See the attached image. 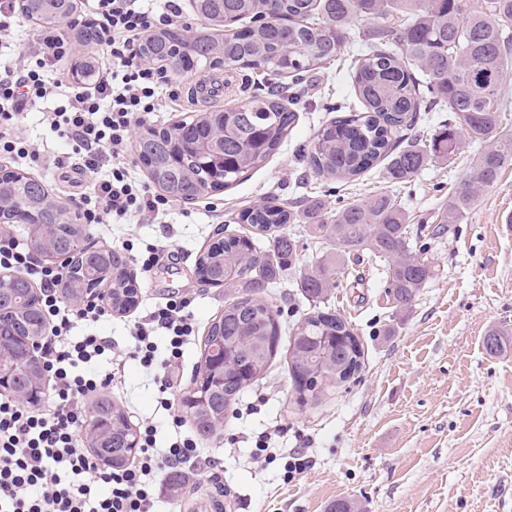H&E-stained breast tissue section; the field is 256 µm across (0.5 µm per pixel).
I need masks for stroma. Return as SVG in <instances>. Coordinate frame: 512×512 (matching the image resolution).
<instances>
[{
    "label": "stroma",
    "mask_w": 512,
    "mask_h": 512,
    "mask_svg": "<svg viewBox=\"0 0 512 512\" xmlns=\"http://www.w3.org/2000/svg\"><path fill=\"white\" fill-rule=\"evenodd\" d=\"M244 80V73L224 70L173 76L178 98L162 99L156 126L233 105ZM202 83L223 92L190 99L191 88ZM303 100L281 149L243 181L204 201H176L169 220L180 265L151 274L131 265L136 306L108 313L94 332L124 343L134 322L175 293L192 296L191 311L199 330H206L229 294L201 285L195 261L217 231L243 232L236 217L245 209L271 198L297 210L314 201L336 209L393 193L414 223L431 224L474 156L461 143L448 163L427 166L399 189L381 163L349 183L319 178L302 150L328 119L329 106L355 103L348 67L334 62L320 69L306 83ZM286 230L298 240V260L270 285L267 298L290 322L310 308L298 287L300 273L322 246L301 225ZM162 232L158 220L138 218L91 228L90 242L97 248L111 246L117 236L154 242ZM424 254L435 275L405 308L396 306L368 253L347 259L328 306L352 324L364 347L356 378L318 404L299 406L288 353L279 351L263 378L239 398L236 413L204 443L223 463V501L215 500L201 476L195 485L166 494L155 512H329L339 501L354 512H512V163L480 190L463 223L427 240ZM495 329L506 333L507 347L491 355L484 338ZM120 371L125 385L112 400L133 426L156 425L160 446H167L172 431L156 386L137 361L126 360ZM277 426L282 433L275 447L304 449L306 468L288 474L280 459L253 464L257 436Z\"/></svg>",
    "instance_id": "obj_1"
}]
</instances>
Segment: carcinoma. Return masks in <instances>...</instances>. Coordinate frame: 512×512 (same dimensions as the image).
<instances>
[{
	"label": "carcinoma",
	"instance_id": "carcinoma-1",
	"mask_svg": "<svg viewBox=\"0 0 512 512\" xmlns=\"http://www.w3.org/2000/svg\"><path fill=\"white\" fill-rule=\"evenodd\" d=\"M24 16L43 31H55L75 11V0H21ZM204 21L185 36L176 28L149 32L140 43L144 60L174 74L208 69L248 70L253 84L237 102L219 111L196 112L168 128L147 126L135 149L151 182L182 201L198 200L228 188L280 149L295 127L298 86L305 75L337 61L361 41L351 27L368 24L367 47L353 52L352 83L361 109L339 105L304 149L317 177L349 181L386 162L396 187L431 163L459 149L458 133L480 146L467 176L448 200L430 235L460 224L478 193L494 185L512 161V132L500 127L502 80L512 63V0H193ZM95 45L101 32L93 21L76 30ZM82 82L98 76L94 63L75 64ZM421 112H447L448 122L429 139H411ZM0 223L13 222L20 209L36 215L33 240L46 239L52 256L67 261L61 286L65 299L109 287L112 311L123 313L138 299L127 263L107 249L86 253L85 225L66 211L39 180L5 173L0 179ZM250 234H229L212 242L196 260L204 285L237 289L224 311L208 324L199 344L191 385L180 399L197 436L209 440L239 394L264 375L283 338L281 311L263 298L281 272L297 260L298 240L282 232L304 224L306 233L335 246L300 275L310 311L289 328V375L304 406L340 385L336 371L361 368L362 348L353 347L354 328L326 307L337 271L351 255L368 252L384 263L395 303L408 306L433 278L432 265L412 236L410 216L393 195L377 194L338 210L322 206L290 211L271 200L242 211L234 220ZM46 331L34 288L21 276L0 273V369L10 391L31 406L44 400L43 375L24 360L28 344ZM87 447L111 467L129 461L137 431L126 412L102 395L95 401Z\"/></svg>",
	"mask_w": 512,
	"mask_h": 512
}]
</instances>
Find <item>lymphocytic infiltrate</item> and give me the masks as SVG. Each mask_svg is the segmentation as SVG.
Segmentation results:
<instances>
[{
    "label": "lymphocytic infiltrate",
    "mask_w": 512,
    "mask_h": 512,
    "mask_svg": "<svg viewBox=\"0 0 512 512\" xmlns=\"http://www.w3.org/2000/svg\"><path fill=\"white\" fill-rule=\"evenodd\" d=\"M90 13L103 38L105 73L89 85H72L58 64L68 48L59 37L23 38L14 25L17 0H0V49L24 44L25 64L0 72V158L44 168L69 169L90 185L77 207L89 224H125L136 216L163 214L174 202L154 192L130 167L131 131L160 108L166 78L144 63L139 44L144 34L184 20L181 0H90ZM46 104L41 120L57 132L67 150L49 154L18 131L25 107ZM0 270L32 277L43 291L50 334L37 353L48 377L50 401L34 409L11 397L0 398V512H153L156 500L176 475L178 486L206 471L216 492L224 483L214 460L172 415L174 436L157 445V429L140 427L137 457L123 469L107 467L81 439L85 399L122 386L116 370L90 373L78 367L112 351L110 338L94 333L73 336L75 323L96 324L106 310L97 303L72 309L60 288L62 267L43 264L14 239L0 236ZM189 297H171L155 305L146 322L135 324L124 349L158 386L164 403L175 397L178 379L172 366L197 329ZM166 347H158L156 333Z\"/></svg>",
    "instance_id": "1"
}]
</instances>
